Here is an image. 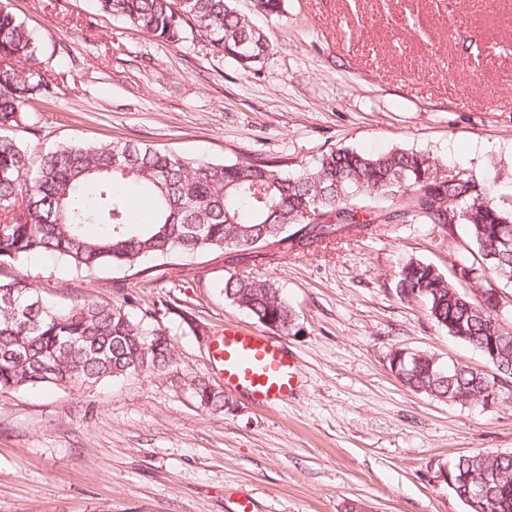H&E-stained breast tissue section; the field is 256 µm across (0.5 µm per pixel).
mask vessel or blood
Masks as SVG:
<instances>
[{"label":"vessel or blood","instance_id":"vessel-or-blood-1","mask_svg":"<svg viewBox=\"0 0 512 512\" xmlns=\"http://www.w3.org/2000/svg\"><path fill=\"white\" fill-rule=\"evenodd\" d=\"M213 358L224 387L245 393L260 405H280L292 396L297 361L279 343L251 330L225 326L216 339Z\"/></svg>","mask_w":512,"mask_h":512}]
</instances>
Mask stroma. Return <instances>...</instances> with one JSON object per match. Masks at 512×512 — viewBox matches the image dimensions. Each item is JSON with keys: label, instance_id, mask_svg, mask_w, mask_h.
I'll return each instance as SVG.
<instances>
[{"label": "stroma", "instance_id": "35a3bbf8", "mask_svg": "<svg viewBox=\"0 0 512 512\" xmlns=\"http://www.w3.org/2000/svg\"><path fill=\"white\" fill-rule=\"evenodd\" d=\"M53 72L32 107L33 153L92 141L147 142L213 161L261 154L292 174L323 152L429 153L512 195V0H287L285 18L236 0L273 50L258 73L201 44L161 42L96 0H5ZM463 225L382 224L253 267L295 313L270 331L297 358L294 394L261 407L227 392L199 406L187 385L224 386L214 340L259 323L226 300L227 255L149 259L137 274L80 273L37 255L22 276L69 308L84 299L152 309L177 362L90 387L0 391V512H466L438 472L476 450L512 452V380L492 407L442 402L390 370L397 347L476 370L425 305L399 299L409 257L448 273L470 260ZM188 386L200 407L220 410L226 405L224 392L217 389L204 377L191 376L188 378Z\"/></svg>", "mask_w": 512, "mask_h": 512}]
</instances>
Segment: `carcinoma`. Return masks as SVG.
Wrapping results in <instances>:
<instances>
[{
	"label": "carcinoma",
	"instance_id": "cac0c4a2",
	"mask_svg": "<svg viewBox=\"0 0 512 512\" xmlns=\"http://www.w3.org/2000/svg\"><path fill=\"white\" fill-rule=\"evenodd\" d=\"M152 37L192 40L233 59L245 72L262 64L270 44L237 10L235 0H97ZM269 17L285 0H256ZM28 28L0 5V266L51 254L76 271L134 269L150 256L226 251L237 262L286 257L344 231L375 224H463L475 256L448 275L409 258L394 275L396 295L426 303L449 336L479 350L494 372L441 367L434 355L405 356L398 373L410 389L465 404L499 402L512 379V325L492 314L487 295L512 283V197L469 173L448 179L428 153L392 148L370 154L349 148L322 153L293 175L260 154L231 162L186 158L149 143L78 142L38 157L14 136L29 127L30 104L55 95ZM224 297L259 324L286 330L294 313L280 288L250 274L224 277ZM176 358L154 313L138 316L122 303L88 300L59 310L17 276L0 279V389L46 384L92 385L137 371H162ZM188 386L199 406L220 410L224 392L205 378ZM492 469L489 512H512V453L477 452L448 466L454 494Z\"/></svg>",
	"mask_w": 512,
	"mask_h": 512
}]
</instances>
